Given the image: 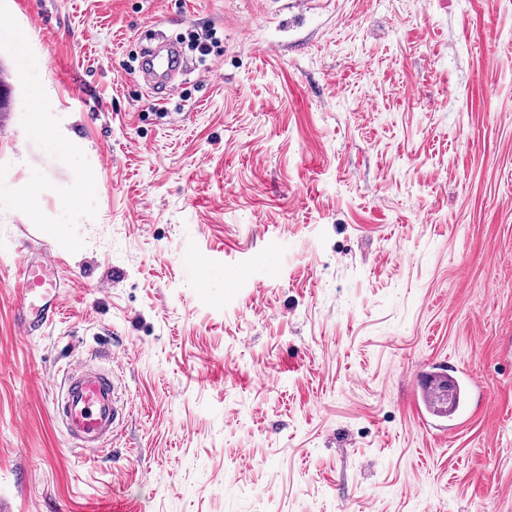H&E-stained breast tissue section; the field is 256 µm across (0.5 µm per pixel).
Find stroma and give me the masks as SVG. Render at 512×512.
Returning a JSON list of instances; mask_svg holds the SVG:
<instances>
[{
    "label": "stroma",
    "instance_id": "35a3bbf8",
    "mask_svg": "<svg viewBox=\"0 0 512 512\" xmlns=\"http://www.w3.org/2000/svg\"><path fill=\"white\" fill-rule=\"evenodd\" d=\"M209 32L155 101L148 38ZM0 64V512H512V0H0ZM28 228L69 286L23 336ZM93 356L132 412L85 454ZM53 409L76 448L105 450L130 413L114 370L71 364L56 385Z\"/></svg>",
    "mask_w": 512,
    "mask_h": 512
}]
</instances>
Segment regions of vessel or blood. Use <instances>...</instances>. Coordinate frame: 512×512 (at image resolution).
Listing matches in <instances>:
<instances>
[{
    "mask_svg": "<svg viewBox=\"0 0 512 512\" xmlns=\"http://www.w3.org/2000/svg\"><path fill=\"white\" fill-rule=\"evenodd\" d=\"M182 70L175 40H168L143 59L142 74L152 85H171ZM62 264L46 249H33L15 280L14 323L32 335L58 316L65 281ZM54 413L74 447L101 451L117 435L130 413L115 372L81 361L66 367L54 395Z\"/></svg>",
    "mask_w": 512,
    "mask_h": 512,
    "instance_id": "1",
    "label": "vessel or blood"
}]
</instances>
